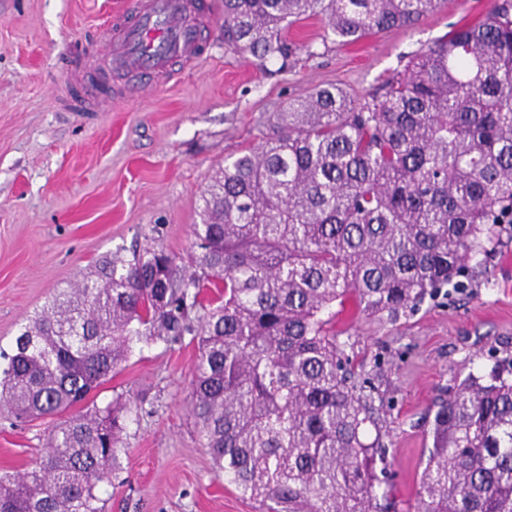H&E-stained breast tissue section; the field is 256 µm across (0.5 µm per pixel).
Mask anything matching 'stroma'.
I'll list each match as a JSON object with an SVG mask.
<instances>
[{"mask_svg": "<svg viewBox=\"0 0 512 512\" xmlns=\"http://www.w3.org/2000/svg\"><path fill=\"white\" fill-rule=\"evenodd\" d=\"M121 0H0V348L54 289L82 281L103 255L162 246L186 255L199 199L225 160L257 146L289 103L338 86L354 103L382 95L411 57L457 26L482 19L493 0H443L412 25L345 44L320 17L294 24L288 69L224 45V0L201 31L207 52L170 82L116 98L128 75L102 62L99 112L61 105L71 53L105 43ZM471 287L426 300L394 321H352L336 338L357 364L379 414L397 512H415L427 455L428 410L456 378L512 359V232L472 261ZM194 349L135 346L90 395L137 408L122 469L99 492L105 512H256L218 478L188 416ZM49 417L16 421L0 404V473H23L45 454Z\"/></svg>", "mask_w": 512, "mask_h": 512, "instance_id": "35a3bbf8", "label": "stroma"}]
</instances>
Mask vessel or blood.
I'll use <instances>...</instances> for the list:
<instances>
[{
    "label": "vessel or blood",
    "mask_w": 512,
    "mask_h": 512,
    "mask_svg": "<svg viewBox=\"0 0 512 512\" xmlns=\"http://www.w3.org/2000/svg\"><path fill=\"white\" fill-rule=\"evenodd\" d=\"M207 20L194 0H124L112 16L108 44L123 66L145 76L148 86L167 83L175 66L195 61L200 53L199 28ZM94 57L86 50L72 59L64 81L83 90V109H100L99 97L88 91Z\"/></svg>",
    "instance_id": "1"
}]
</instances>
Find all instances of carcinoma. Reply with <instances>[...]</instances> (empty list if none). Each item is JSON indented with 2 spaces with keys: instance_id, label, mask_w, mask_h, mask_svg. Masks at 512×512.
<instances>
[{
  "instance_id": "cac0c4a2",
  "label": "carcinoma",
  "mask_w": 512,
  "mask_h": 512,
  "mask_svg": "<svg viewBox=\"0 0 512 512\" xmlns=\"http://www.w3.org/2000/svg\"><path fill=\"white\" fill-rule=\"evenodd\" d=\"M441 0H224V45L288 66V27L321 16L342 43L408 26ZM189 262L109 253L0 348V402L58 416L135 344L195 347L190 413L215 472L262 512H395L366 441L372 403L347 367L336 301L396 319L455 287L512 224V0L416 54L353 104L319 88L216 173ZM418 512H512V371L437 398ZM131 402L70 414L30 470L0 476V512H102Z\"/></svg>"
}]
</instances>
